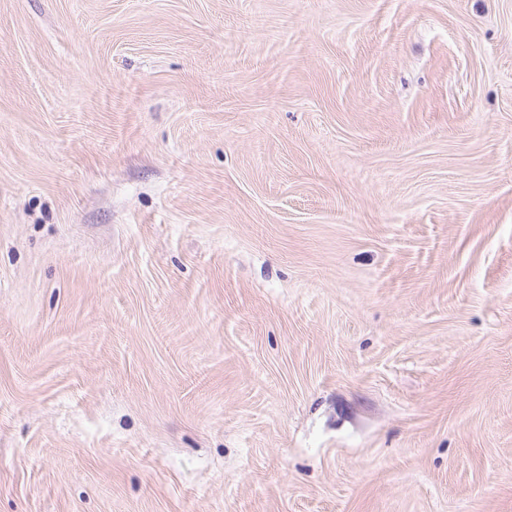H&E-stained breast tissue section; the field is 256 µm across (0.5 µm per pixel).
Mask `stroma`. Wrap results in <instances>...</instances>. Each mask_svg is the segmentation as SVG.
<instances>
[{"mask_svg":"<svg viewBox=\"0 0 512 512\" xmlns=\"http://www.w3.org/2000/svg\"><path fill=\"white\" fill-rule=\"evenodd\" d=\"M0 512H512V0H0Z\"/></svg>","mask_w":512,"mask_h":512,"instance_id":"1","label":"stroma"}]
</instances>
